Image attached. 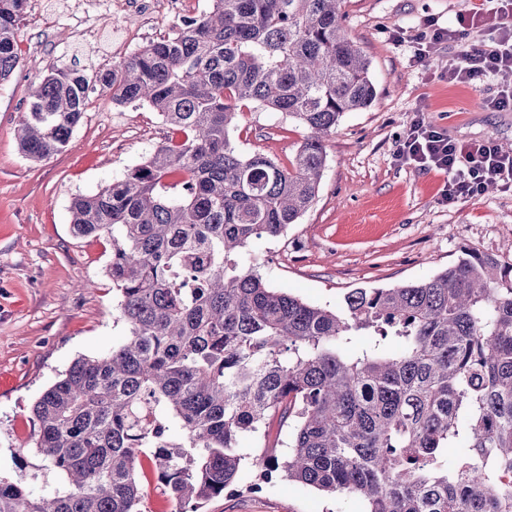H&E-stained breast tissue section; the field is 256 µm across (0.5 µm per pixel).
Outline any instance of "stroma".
I'll list each match as a JSON object with an SVG mask.
<instances>
[{
  "label": "stroma",
  "instance_id": "35a3bbf8",
  "mask_svg": "<svg viewBox=\"0 0 512 512\" xmlns=\"http://www.w3.org/2000/svg\"><path fill=\"white\" fill-rule=\"evenodd\" d=\"M480 4L346 0L347 35L371 62L377 97L371 107L345 113L327 141L318 196L299 223L279 238L253 239L239 254L241 265L258 268L269 287L333 309L352 289L425 280L469 250L512 263V188L449 200L445 174L398 157L418 115L452 140H491L512 152V112L489 107L498 80L474 87L448 80L449 63L476 36L438 45L425 63L414 59L410 37L424 20L454 29ZM95 23L103 31L93 46L67 0H28L22 67L0 84V476H26L35 495L52 492L55 482L34 475V402L77 358L107 355L128 334L105 271L112 237L75 236L71 202L123 178L172 136L149 106L115 107L96 93L62 153L36 162L20 152L15 131L31 82L54 67L89 74L109 65L112 19ZM304 137L287 116L262 109L244 111L233 133L243 153L283 164ZM252 476L245 465L237 491L212 499L203 512H363L356 498L282 479L256 493Z\"/></svg>",
  "mask_w": 512,
  "mask_h": 512
}]
</instances>
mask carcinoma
Here are the masks:
<instances>
[{"label": "carcinoma", "mask_w": 512, "mask_h": 512, "mask_svg": "<svg viewBox=\"0 0 512 512\" xmlns=\"http://www.w3.org/2000/svg\"><path fill=\"white\" fill-rule=\"evenodd\" d=\"M341 2L213 0L104 70L35 83L17 127L32 160L66 148L91 91L148 105L179 139L71 204L76 235L112 234L107 274L128 335L35 402L38 471L59 486L36 497L0 478V512H140L146 455L177 512H200L238 486L241 438L275 416L288 447L256 456V485L285 477L365 512H512V266L470 251L331 310L236 260L298 223L327 139L375 101ZM26 6L0 0V82L20 68ZM251 108L306 130L290 165L232 142Z\"/></svg>", "instance_id": "obj_1"}]
</instances>
